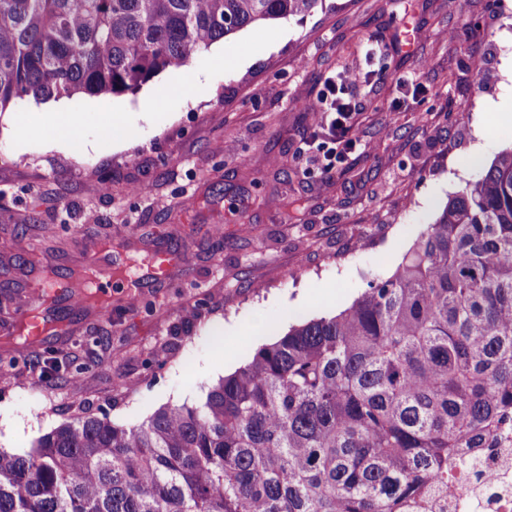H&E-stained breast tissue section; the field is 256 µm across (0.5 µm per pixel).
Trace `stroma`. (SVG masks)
<instances>
[{
  "label": "stroma",
  "mask_w": 512,
  "mask_h": 512,
  "mask_svg": "<svg viewBox=\"0 0 512 512\" xmlns=\"http://www.w3.org/2000/svg\"><path fill=\"white\" fill-rule=\"evenodd\" d=\"M327 3L300 23L248 26L137 92L65 99L77 138H52L51 100L0 113V296L13 307L28 305L42 267L70 279L110 239L127 247L106 276H144L159 248L177 258L169 279H145L139 304L120 288L106 315L62 296L57 331L0 335V448L27 449L79 416L128 425L201 403L289 326L390 276L449 198L512 147V0ZM407 26L419 38L354 91L355 133L380 149L347 154L349 171L308 165L310 98L325 77L367 70V40ZM403 73L422 83L419 99L400 93ZM107 107L123 115L108 134ZM100 352L109 366H92Z\"/></svg>",
  "instance_id": "obj_1"
}]
</instances>
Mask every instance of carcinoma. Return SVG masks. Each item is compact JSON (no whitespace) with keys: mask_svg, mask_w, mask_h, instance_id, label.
I'll use <instances>...</instances> for the list:
<instances>
[{"mask_svg":"<svg viewBox=\"0 0 512 512\" xmlns=\"http://www.w3.org/2000/svg\"><path fill=\"white\" fill-rule=\"evenodd\" d=\"M322 0H0V112L135 92ZM512 431V148L387 278L212 386L119 426L0 448V512H416Z\"/></svg>","mask_w":512,"mask_h":512,"instance_id":"cac0c4a2","label":"carcinoma"}]
</instances>
